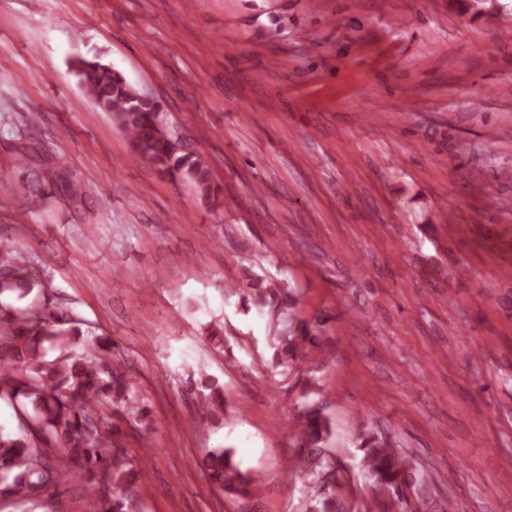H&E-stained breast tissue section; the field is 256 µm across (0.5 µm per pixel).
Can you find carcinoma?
Returning a JSON list of instances; mask_svg holds the SVG:
<instances>
[{"label":"carcinoma","instance_id":"cac0c4a2","mask_svg":"<svg viewBox=\"0 0 512 512\" xmlns=\"http://www.w3.org/2000/svg\"><path fill=\"white\" fill-rule=\"evenodd\" d=\"M72 68L95 109L109 113L159 173L176 171L202 198L210 197L209 165L180 153L148 94L97 55L74 59ZM38 285V275L21 254L0 245V293L23 299ZM249 287L252 305L282 325L274 336L273 345L280 351L274 353L272 364L287 368L306 358V344L317 345L316 335L296 319L292 289L263 277L251 279ZM81 343L82 330L70 314L0 306V399L17 403L22 419L20 431L0 430V503L38 506L51 489L78 480L92 498L94 512H125L127 489L147 476L143 464L135 462L118 440L121 426L130 427L141 416L133 378L123 361L110 353V340L98 338L99 351L91 357L76 351ZM49 346L59 350L52 358L47 357ZM202 388L196 399L208 410L203 418L224 416L221 387L204 382ZM104 402L118 420L98 411ZM300 419L295 469L315 502L311 512H340L338 491L344 482L326 448L328 416L323 406L306 403ZM356 445L363 451L364 473L390 495L388 512H401L408 485L434 483L429 474L415 475L408 456L373 432L358 430ZM204 464L225 491L254 495L260 489V477L242 471L230 448L211 450Z\"/></svg>","mask_w":512,"mask_h":512}]
</instances>
